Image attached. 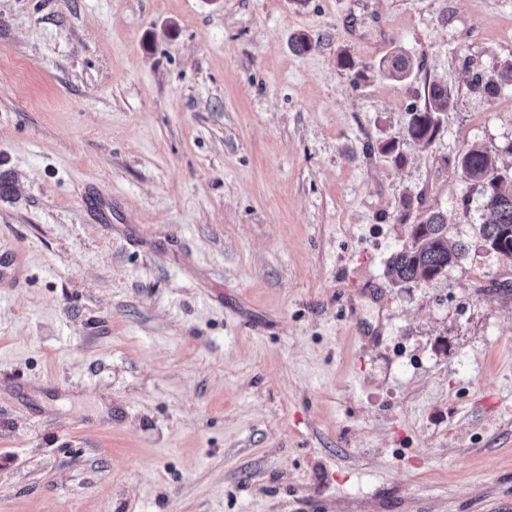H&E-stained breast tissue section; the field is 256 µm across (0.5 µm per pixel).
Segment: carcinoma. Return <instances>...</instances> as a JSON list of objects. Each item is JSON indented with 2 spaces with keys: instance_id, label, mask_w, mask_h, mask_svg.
Here are the masks:
<instances>
[{
  "instance_id": "1",
  "label": "carcinoma",
  "mask_w": 512,
  "mask_h": 512,
  "mask_svg": "<svg viewBox=\"0 0 512 512\" xmlns=\"http://www.w3.org/2000/svg\"><path fill=\"white\" fill-rule=\"evenodd\" d=\"M414 58L394 51L378 65L381 76L405 80L414 73ZM512 85V59L499 65V83L482 81L477 75L474 88L488 96L495 95L502 85ZM424 105L414 108L406 130V141L428 145L440 130V114L448 111L452 92L448 85L434 81L425 86ZM456 167L468 180L481 187L482 208L487 220L481 224L480 235L486 252L495 244L512 241V170L497 164L491 151L480 144L466 147L457 157ZM413 244L393 253L386 265V276L394 284L430 280L441 276L448 267L460 262L469 252L468 244L451 242L447 235V218L441 212H431L411 230Z\"/></svg>"
}]
</instances>
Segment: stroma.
Masks as SVG:
<instances>
[{
    "label": "stroma",
    "mask_w": 512,
    "mask_h": 512,
    "mask_svg": "<svg viewBox=\"0 0 512 512\" xmlns=\"http://www.w3.org/2000/svg\"><path fill=\"white\" fill-rule=\"evenodd\" d=\"M511 58L512 0H0V512H512V260L455 167L512 166L470 87ZM432 211L468 255L392 285ZM414 58L402 51H394L382 60L378 65V74L381 76L405 80L414 73ZM424 105L413 108L407 126L406 142L417 145L431 144L440 130V114L447 112L452 100V92L447 84L433 81L425 86Z\"/></svg>",
    "instance_id": "1"
}]
</instances>
